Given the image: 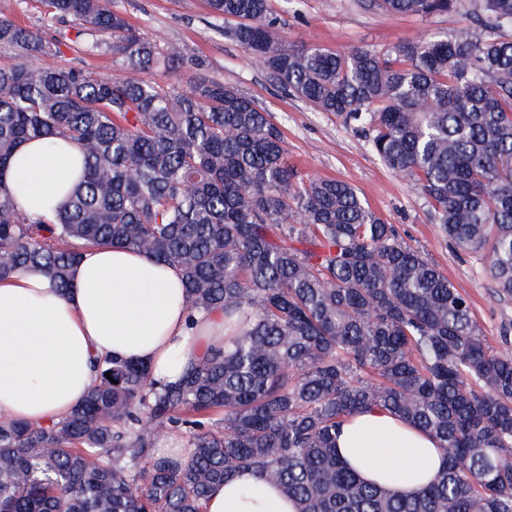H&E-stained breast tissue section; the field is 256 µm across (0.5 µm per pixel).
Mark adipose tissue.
I'll list each match as a JSON object with an SVG mask.
<instances>
[{
    "label": "adipose tissue",
    "instance_id": "obj_1",
    "mask_svg": "<svg viewBox=\"0 0 512 512\" xmlns=\"http://www.w3.org/2000/svg\"><path fill=\"white\" fill-rule=\"evenodd\" d=\"M82 170L78 147L58 139L26 142L5 182L20 210L49 218ZM59 292L40 271L0 281V415L35 425L60 420L93 384L96 359L149 366L160 384L177 381L224 345V312H191L180 271L124 247L87 249ZM340 458L389 491L432 483L445 462L437 442L390 411L372 407L345 422ZM206 512H295L264 476L236 474L213 488Z\"/></svg>",
    "mask_w": 512,
    "mask_h": 512
}]
</instances>
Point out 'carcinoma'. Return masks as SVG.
<instances>
[{
  "label": "carcinoma",
  "instance_id": "carcinoma-1",
  "mask_svg": "<svg viewBox=\"0 0 512 512\" xmlns=\"http://www.w3.org/2000/svg\"><path fill=\"white\" fill-rule=\"evenodd\" d=\"M458 15L441 38L330 51L276 35L268 0H207L224 35L278 88L363 133L412 180L443 234L512 298V0H356ZM48 30L0 15V280L62 291L106 243L179 269L190 307L224 310V348L177 382L103 358L81 403L33 425L0 415V512H205L256 470L296 512H512V348L490 346L436 263L341 179L288 162L280 128L177 43L145 37L112 0H42ZM112 52L102 79L63 48ZM152 69L186 71L151 81ZM36 138L78 146L83 174L51 218L4 181ZM111 377H106V373ZM381 407L438 443L430 485L388 492L336 454L352 415ZM190 451L156 452L171 432Z\"/></svg>",
  "mask_w": 512,
  "mask_h": 512
}]
</instances>
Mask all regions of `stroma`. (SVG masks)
<instances>
[{
  "mask_svg": "<svg viewBox=\"0 0 512 512\" xmlns=\"http://www.w3.org/2000/svg\"><path fill=\"white\" fill-rule=\"evenodd\" d=\"M114 6L144 36L186 46L205 61L209 74L252 96L282 129L288 160L299 170L353 184L371 209L439 265L468 299L487 342L500 345L504 329L512 328V300L496 294L482 260L460 251L442 233L424 196L407 177L384 166L362 133L280 90L225 37L223 21L210 14L206 0H114ZM270 7L281 37L330 50L363 45L386 50L446 34L457 21L449 14L420 18L365 11L355 0H270Z\"/></svg>",
  "mask_w": 512,
  "mask_h": 512,
  "instance_id": "obj_1",
  "label": "stroma"
}]
</instances>
